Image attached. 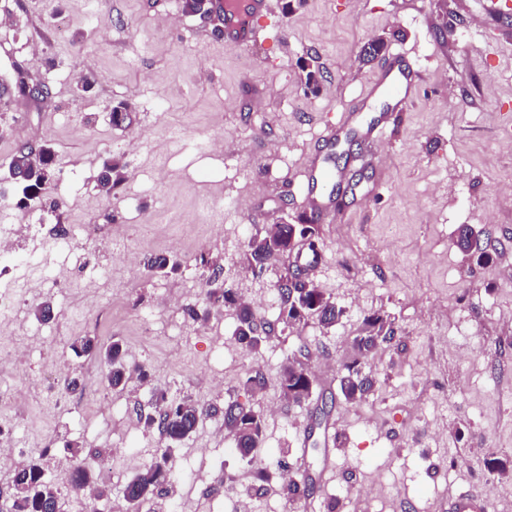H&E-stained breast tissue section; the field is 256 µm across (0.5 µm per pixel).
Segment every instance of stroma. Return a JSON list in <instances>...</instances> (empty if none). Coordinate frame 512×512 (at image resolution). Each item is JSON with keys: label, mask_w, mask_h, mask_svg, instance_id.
Here are the masks:
<instances>
[{"label": "stroma", "mask_w": 512, "mask_h": 512, "mask_svg": "<svg viewBox=\"0 0 512 512\" xmlns=\"http://www.w3.org/2000/svg\"><path fill=\"white\" fill-rule=\"evenodd\" d=\"M264 38L249 49L214 34L217 17L184 15L181 0H0V84L23 69L47 84L33 101L0 99V224H91L96 259L55 287L60 258L26 249L17 285L44 284L55 317L18 308L14 338L34 340L18 383L28 408L1 421L26 455L65 458L78 442L114 449L111 502L127 512L120 489L136 468L165 448L144 430L155 390L200 403L230 401L265 418L253 464L240 461L220 419L203 422L172 454L175 483L139 512H439L451 494L485 495L489 512H512V13H485L482 0H270ZM381 40L383 52L362 47ZM406 51L422 70L419 94L404 112L372 100L363 118L384 125L380 141L328 144V124L345 121L353 102ZM319 69V92L306 85ZM98 82L82 92L80 80ZM130 101L133 124L112 128L114 102ZM52 141L56 178H68L63 207H16L8 165L19 143ZM347 151L344 180L329 202L339 215L320 227V262L310 280L345 310L336 327L317 322L276 333L259 351L234 339L233 307L215 319L219 336L185 310L202 305L201 270L150 275L152 253L206 256L265 319L274 320L277 284L288 259L257 270L248 239L307 210L312 163ZM116 158L124 180L112 197L96 187L103 160ZM464 224L494 242L490 264L471 265L455 244ZM111 276L87 309L88 275ZM390 316L398 337L370 365L373 398L346 403L337 376L363 317ZM151 334L140 340V325ZM121 338L129 363L147 382L110 389L99 363L73 358L79 336ZM315 380L309 406L289 404L276 386L279 368L298 346ZM80 373L79 407H56L35 394L46 361ZM260 373L262 392L241 386ZM305 458L314 492L288 495L284 468ZM497 458L505 474H489ZM136 468H129V460ZM258 468L274 478L254 477Z\"/></svg>", "instance_id": "1"}]
</instances>
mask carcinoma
I'll return each mask as SVG.
<instances>
[{
    "label": "carcinoma",
    "instance_id": "cac0c4a2",
    "mask_svg": "<svg viewBox=\"0 0 512 512\" xmlns=\"http://www.w3.org/2000/svg\"><path fill=\"white\" fill-rule=\"evenodd\" d=\"M133 109L129 102L119 101L112 106L109 122L115 129L128 127L132 122ZM56 152L54 147L41 141L36 149L28 143H20L9 163L13 182L21 190L18 204L30 206L43 202L54 176ZM124 166L115 159L103 161L97 175L99 192L110 197L112 191L124 179ZM484 232L474 227L458 228L456 246L475 264L482 266L493 260L488 244L483 241ZM307 249V258L313 263L321 257L319 227L308 216L303 215L296 224H277L263 234L252 236L246 244V255L250 263L273 264L288 255L293 248ZM179 264L166 255H155L147 260V270L153 275H164L177 271ZM299 268L287 269L280 278L278 287L280 304L277 323L286 330L307 322L309 314L318 312V323L325 329L335 327L343 318L345 310L331 301L307 280H299ZM207 301H217L236 308L237 326L235 340L245 349L256 351L268 341L270 334L258 333V316L254 309L238 298L217 271L212 272L205 283ZM396 328L392 320L379 313L364 317L359 332L350 346V357L342 365L338 376V391L350 404L361 403L374 395L377 377L367 367L378 348L392 341ZM75 357H92L104 370L107 385L122 390L132 373L141 379L148 378L142 368L131 366L125 357L122 340L111 338L104 342L97 336H79L70 344ZM305 347L299 346L297 355L286 357L277 377V385L288 402L304 406L312 396L313 380L309 369L298 356L304 355ZM156 410L141 418L143 428L156 430L167 442L161 456L144 470L129 479L121 489L128 506L135 508L149 496L169 494L172 476L169 459L172 449L191 439L204 418L220 417L224 430L232 437L240 459L252 463L257 448L263 440L265 427L260 412L252 407L231 402L224 407L204 405L184 396L177 400L168 398L163 391L155 392ZM65 450L70 454L71 464L58 474L49 475L40 460L26 458L14 465L8 481L0 485V502L7 512H60L62 490L69 487L89 488L96 499L109 503L112 500V484L90 466V462L102 456L98 448H82L69 442Z\"/></svg>",
    "mask_w": 512,
    "mask_h": 512
}]
</instances>
